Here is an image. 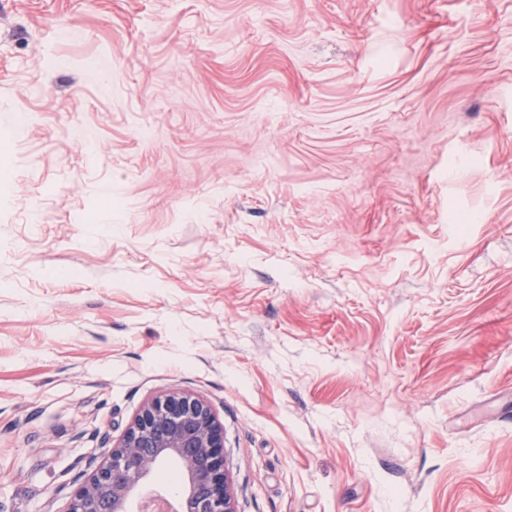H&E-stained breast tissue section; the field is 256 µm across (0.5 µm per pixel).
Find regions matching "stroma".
<instances>
[{
  "label": "stroma",
  "mask_w": 512,
  "mask_h": 512,
  "mask_svg": "<svg viewBox=\"0 0 512 512\" xmlns=\"http://www.w3.org/2000/svg\"><path fill=\"white\" fill-rule=\"evenodd\" d=\"M172 389L238 512H512V0H0V512Z\"/></svg>",
  "instance_id": "stroma-1"
}]
</instances>
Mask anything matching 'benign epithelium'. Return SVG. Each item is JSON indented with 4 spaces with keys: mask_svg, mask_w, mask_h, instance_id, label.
Wrapping results in <instances>:
<instances>
[{
    "mask_svg": "<svg viewBox=\"0 0 512 512\" xmlns=\"http://www.w3.org/2000/svg\"><path fill=\"white\" fill-rule=\"evenodd\" d=\"M103 458L90 457L74 481L65 512H144L154 476L178 462L180 512H237L224 455V426L202 399L180 391L155 395L140 408Z\"/></svg>",
    "mask_w": 512,
    "mask_h": 512,
    "instance_id": "benign-epithelium-1",
    "label": "benign epithelium"
}]
</instances>
